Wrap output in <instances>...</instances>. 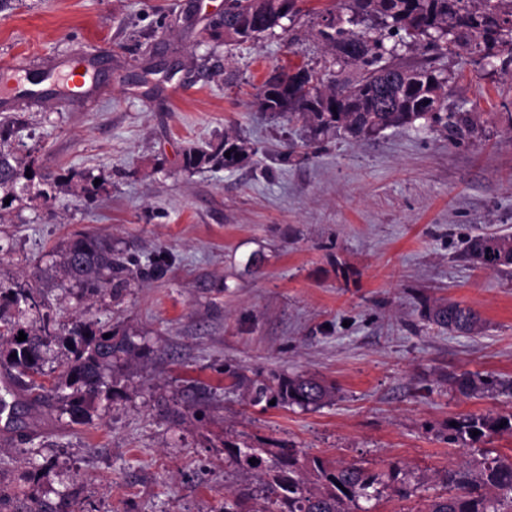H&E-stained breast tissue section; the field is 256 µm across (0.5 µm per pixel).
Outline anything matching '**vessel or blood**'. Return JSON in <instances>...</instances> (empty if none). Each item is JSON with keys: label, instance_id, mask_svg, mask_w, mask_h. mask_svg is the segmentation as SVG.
Instances as JSON below:
<instances>
[{"label": "vessel or blood", "instance_id": "b4317fda", "mask_svg": "<svg viewBox=\"0 0 512 512\" xmlns=\"http://www.w3.org/2000/svg\"><path fill=\"white\" fill-rule=\"evenodd\" d=\"M100 66V56L91 49L59 57L42 70L21 63L1 64L0 106L9 108L20 101L93 98L98 93Z\"/></svg>", "mask_w": 512, "mask_h": 512}]
</instances>
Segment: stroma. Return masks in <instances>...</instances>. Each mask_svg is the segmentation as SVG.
<instances>
[{
    "label": "stroma",
    "instance_id": "35a3bbf8",
    "mask_svg": "<svg viewBox=\"0 0 512 512\" xmlns=\"http://www.w3.org/2000/svg\"><path fill=\"white\" fill-rule=\"evenodd\" d=\"M224 0H12L0 12V62L51 61L77 47L108 60L92 100L11 110L29 177L0 206V282L32 289L28 320L55 331L76 316L135 344L105 377L111 399L84 421L20 397V429L0 428L9 473L29 469L27 439L59 465L29 494L68 495L73 512H218L247 485L224 464V441L274 440L310 456L374 470L396 462L420 482L410 500L372 512H413L434 471L482 449L512 456V435L466 447L449 420L512 412V397H464L440 378L478 371L512 380V267H476L465 248L512 234V73L443 55L448 109L477 112L476 136L411 127L352 139L258 111L266 73L335 68L319 35L337 0H305L287 29L254 41L217 39ZM230 135L253 153L238 166L190 173L185 149ZM295 153H288L289 144ZM64 185L43 197L44 177ZM99 180L95 200L79 192ZM93 232L163 273L131 280L119 301L51 279L59 246ZM477 311L460 336L429 323L436 300ZM313 375L336 387L317 410L249 403L225 372ZM209 406L197 420L193 401Z\"/></svg>",
    "mask_w": 512,
    "mask_h": 512
}]
</instances>
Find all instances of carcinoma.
Wrapping results in <instances>:
<instances>
[{"label":"carcinoma","mask_w":512,"mask_h":512,"mask_svg":"<svg viewBox=\"0 0 512 512\" xmlns=\"http://www.w3.org/2000/svg\"><path fill=\"white\" fill-rule=\"evenodd\" d=\"M299 0H224V17L210 23L213 31L244 43L281 26L283 8L288 20L297 17ZM341 11L323 19L320 37L336 49V75L327 82L305 66L280 73V84L256 94L262 112L286 114L316 126L319 131L342 130L355 139L389 128L408 127L418 121L440 126L448 136L475 130L476 117L448 111V80L432 64L408 66L395 61L399 42L385 40L400 33L424 48L444 54L463 50L471 58L487 61L502 54V64L512 63V0H340ZM366 18L380 21L372 38L354 30ZM356 65L360 73L347 74ZM14 121H0V190L13 189L21 175L23 158L12 147ZM230 156H225V153ZM245 142L225 136L216 144L189 148L183 168H230L247 158ZM468 255L486 270L512 266V235L488 234L468 242ZM53 272L64 285L91 297L115 299L128 286L131 271L112 240L84 233L64 242L57 252ZM32 299L28 288L0 283V368L8 371L13 388L4 389L0 404L18 393L34 403L56 407L74 422L82 421L103 394L106 372L121 356L133 352L127 336L76 318L65 335L53 341L50 318L23 325ZM427 319L441 329L460 335L479 330L475 311L443 300L429 309ZM26 339L17 341L19 333ZM110 337H105V334ZM233 385L246 387L254 404L275 401V406L317 409L331 402L336 388L307 375L282 376L256 373L250 378L228 372ZM448 389L472 396L498 389L512 395L511 382H496L479 372L449 373ZM448 426L451 444L467 445L491 434H512V412L507 415L467 414ZM478 435H473V432ZM224 464L256 478L257 486L231 491L217 512H361L359 501L383 496L407 500L416 493L411 473L392 463L375 471L355 463H331L308 458L286 443L271 448L241 447L224 442ZM256 459L250 463L249 459ZM440 491L423 500L416 512H512V460L483 454L476 470L467 466L448 469L439 476ZM0 512H68L66 503L46 497L20 499L0 489Z\"/></svg>","instance_id":"cac0c4a2"}]
</instances>
